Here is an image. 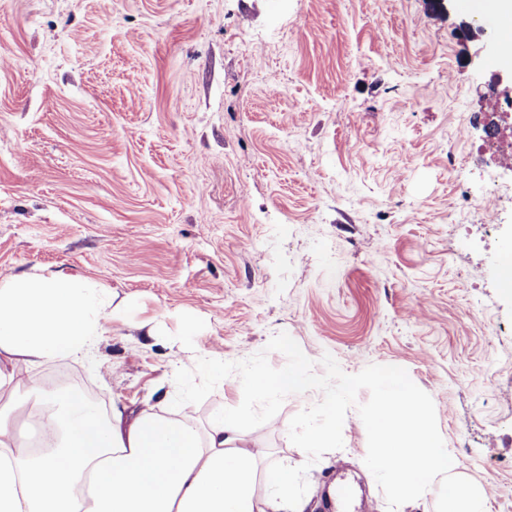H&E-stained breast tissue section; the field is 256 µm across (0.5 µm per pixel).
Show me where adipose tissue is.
<instances>
[{
	"instance_id": "adipose-tissue-1",
	"label": "adipose tissue",
	"mask_w": 512,
	"mask_h": 512,
	"mask_svg": "<svg viewBox=\"0 0 512 512\" xmlns=\"http://www.w3.org/2000/svg\"><path fill=\"white\" fill-rule=\"evenodd\" d=\"M512 60V0H472ZM110 291L63 272L0 281V512H307L284 466L259 469L266 451L246 442L236 412L199 425L190 393L179 416L147 408L104 415L41 383L40 408L12 393L37 366L86 358L117 319ZM265 496H258L257 485Z\"/></svg>"
}]
</instances>
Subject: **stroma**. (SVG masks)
<instances>
[{"instance_id": "stroma-1", "label": "stroma", "mask_w": 512, "mask_h": 512, "mask_svg": "<svg viewBox=\"0 0 512 512\" xmlns=\"http://www.w3.org/2000/svg\"><path fill=\"white\" fill-rule=\"evenodd\" d=\"M512 85L467 0H0V279L62 271L120 320L78 380L136 411L204 351L236 362L288 333L323 373L404 368L458 476L512 512V161L482 156L489 86ZM154 326L145 335L143 324ZM285 398L248 440L308 464ZM309 464L387 512L355 409Z\"/></svg>"}]
</instances>
